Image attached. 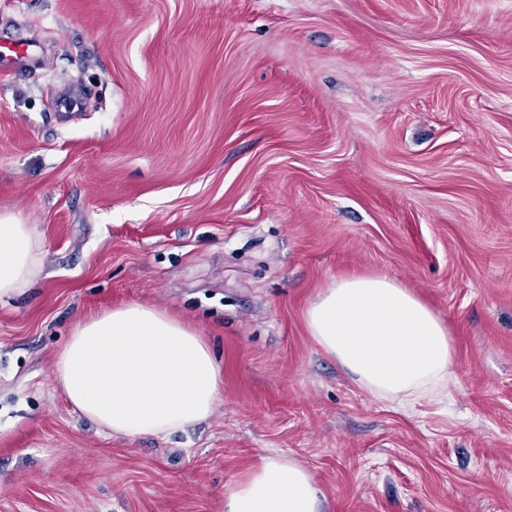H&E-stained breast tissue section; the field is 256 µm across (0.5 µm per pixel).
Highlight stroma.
<instances>
[{
    "instance_id": "35a3bbf8",
    "label": "stroma",
    "mask_w": 512,
    "mask_h": 512,
    "mask_svg": "<svg viewBox=\"0 0 512 512\" xmlns=\"http://www.w3.org/2000/svg\"><path fill=\"white\" fill-rule=\"evenodd\" d=\"M6 33L38 44L0 73V213L41 272L0 301V512H219L275 454L323 512H512V0H0ZM358 274L447 324V396L403 410L314 342ZM133 302L224 367L187 431L111 434L55 383Z\"/></svg>"
}]
</instances>
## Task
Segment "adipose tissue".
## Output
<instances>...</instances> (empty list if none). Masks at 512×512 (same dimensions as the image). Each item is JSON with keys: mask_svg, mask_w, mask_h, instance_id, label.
I'll list each match as a JSON object with an SVG mask.
<instances>
[{"mask_svg": "<svg viewBox=\"0 0 512 512\" xmlns=\"http://www.w3.org/2000/svg\"><path fill=\"white\" fill-rule=\"evenodd\" d=\"M41 265L33 225L0 213V300L22 293ZM314 342L378 398L411 409L444 395L454 378L446 324L395 280H337L308 306ZM223 368L209 343L163 310L129 303L78 322L53 363L73 407L127 437L183 431L210 418ZM221 512H322L311 472L296 459L266 458L235 479Z\"/></svg>", "mask_w": 512, "mask_h": 512, "instance_id": "ef3b65f1", "label": "adipose tissue"}]
</instances>
